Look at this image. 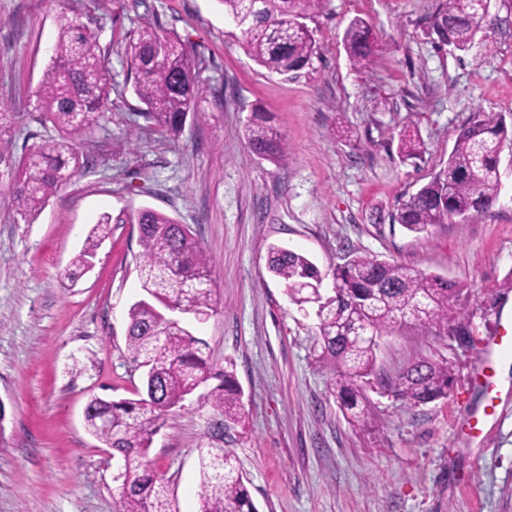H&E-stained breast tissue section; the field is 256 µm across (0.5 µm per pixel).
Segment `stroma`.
I'll return each mask as SVG.
<instances>
[{
    "label": "stroma",
    "instance_id": "stroma-1",
    "mask_svg": "<svg viewBox=\"0 0 512 512\" xmlns=\"http://www.w3.org/2000/svg\"><path fill=\"white\" fill-rule=\"evenodd\" d=\"M435 0H329L306 21L316 42L291 77L254 63L218 0H100L101 46L114 91L104 130L83 144L94 169L73 178L33 223L0 208V512H116L108 448L84 427L91 397L134 399L142 371L127 350V310L142 294L136 267L141 208L189 226L216 281L214 310L193 332L215 369L233 367L245 419L225 423L191 398L169 415L148 458L180 512H197L201 449L233 452L258 512H512V387L477 440L459 430L480 404L472 384L481 343L512 300V147L502 189L484 215L412 233L397 206L448 158L476 112L512 113V0H491L490 25L466 51L428 35ZM61 0H0V104L16 114L0 148L8 163L47 136L35 92L50 64ZM157 18L201 60L206 90L197 121L176 143L142 121L119 45ZM356 17L376 38L354 68L342 36ZM268 112L288 144L273 162L248 152L245 124ZM418 132L423 153L402 159L398 134ZM111 235L93 268L66 272L102 215ZM320 269L366 255L465 284L462 332L411 324L382 336L379 385L364 427L347 422L320 359L318 320L292 304L268 271L270 246ZM419 358L447 361L446 398L411 406L389 382Z\"/></svg>",
    "mask_w": 512,
    "mask_h": 512
}]
</instances>
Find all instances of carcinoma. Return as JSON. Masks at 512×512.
<instances>
[{
    "label": "carcinoma",
    "instance_id": "carcinoma-1",
    "mask_svg": "<svg viewBox=\"0 0 512 512\" xmlns=\"http://www.w3.org/2000/svg\"><path fill=\"white\" fill-rule=\"evenodd\" d=\"M224 13L241 29L245 53L271 73L287 76L309 64L315 44L303 20L321 11L325 0H219ZM490 0H438L428 35L438 45L469 49L484 29ZM80 13L56 16L51 64L36 91L37 111L55 134L29 147L11 164V185L0 204L30 222L49 199L78 173L90 158L78 144L105 129L112 107V79L106 67L109 49L100 45L93 25L98 18L84 6ZM353 66L362 69L375 51L368 22L353 19L344 34ZM124 54L134 72V92L145 105L140 113L161 138L176 140L187 118H198L204 89L198 79L201 60L157 19H145L125 36ZM250 153L275 162L288 160V146L255 108L245 127ZM512 145V124L495 112H476L463 125L447 161L430 180L404 201L392 221L419 233L453 218L469 219L488 212L501 188L500 160ZM399 153L420 154V140L399 135ZM139 227L138 275L143 296L128 310L127 350L143 370L144 394L139 399L91 398L86 404L88 432L120 462L118 512H180L168 482L147 463L154 436L169 412L212 379L204 399L224 419H241V389L232 370H215L205 355L206 344L173 310L194 317L208 315L214 303L209 259L192 231L159 211L143 208L130 217ZM112 217L102 216L71 262L80 272L91 265L100 244L111 234ZM268 269L285 286L289 299L304 310L315 309L322 359L336 371L329 392L352 425L368 418L366 390L376 370L378 339L411 322L446 327L462 318L459 302L466 286L428 275L399 263L354 256L333 267L332 292L321 285L325 275L305 255L272 246ZM448 364L421 359L401 372L395 395L413 405L448 396ZM199 512H257L248 479L235 455L208 448L199 455Z\"/></svg>",
    "mask_w": 512,
    "mask_h": 512
}]
</instances>
